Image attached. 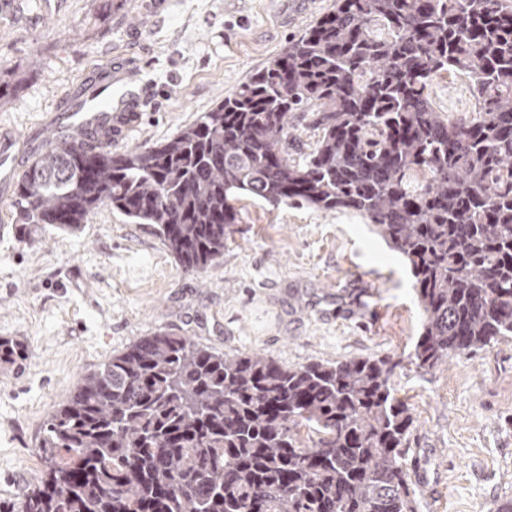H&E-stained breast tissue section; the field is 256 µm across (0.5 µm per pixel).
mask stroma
<instances>
[{
  "mask_svg": "<svg viewBox=\"0 0 512 512\" xmlns=\"http://www.w3.org/2000/svg\"><path fill=\"white\" fill-rule=\"evenodd\" d=\"M333 0L288 18V0H0V68L10 100L0 135L22 164L56 105L93 71L135 62L152 98L123 152L166 140L264 67ZM457 74L433 80L441 112L472 111ZM223 257L185 271L149 224L101 207L73 233L28 224L0 199V338L25 356L0 370V512H18L45 465L53 408L88 371L158 331L287 365L389 357L395 395L414 417L404 463L419 512H493L512 496V339L433 372L408 355L423 314L405 261L361 216L241 197ZM36 459L26 472L27 459Z\"/></svg>",
  "mask_w": 512,
  "mask_h": 512,
  "instance_id": "1",
  "label": "stroma"
}]
</instances>
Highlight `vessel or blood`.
Wrapping results in <instances>:
<instances>
[{"instance_id":"b4317fda","label":"vessel or blood","mask_w":512,"mask_h":512,"mask_svg":"<svg viewBox=\"0 0 512 512\" xmlns=\"http://www.w3.org/2000/svg\"><path fill=\"white\" fill-rule=\"evenodd\" d=\"M89 93L72 99L57 109L49 125L53 132L79 129L87 133L109 127L114 131L128 128L141 106L148 103L150 91L130 62L114 65L93 74ZM18 171L14 140L0 137V196L5 195Z\"/></svg>"}]
</instances>
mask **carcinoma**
<instances>
[{
	"instance_id": "cac0c4a2",
	"label": "carcinoma",
	"mask_w": 512,
	"mask_h": 512,
	"mask_svg": "<svg viewBox=\"0 0 512 512\" xmlns=\"http://www.w3.org/2000/svg\"><path fill=\"white\" fill-rule=\"evenodd\" d=\"M478 90L465 118L435 77ZM318 132L288 158L291 123ZM362 215L409 265L429 372L512 337V0H334L172 138L112 153L56 140L17 182L27 223L75 232L103 205L153 224L187 271L224 256L237 202ZM23 349L0 339V366ZM389 357L286 366L144 336L51 412L21 512H418L413 417ZM308 429L303 436L300 427ZM477 91L471 82L458 74L444 73L433 80L430 96L440 112L461 115L475 108Z\"/></svg>"
}]
</instances>
